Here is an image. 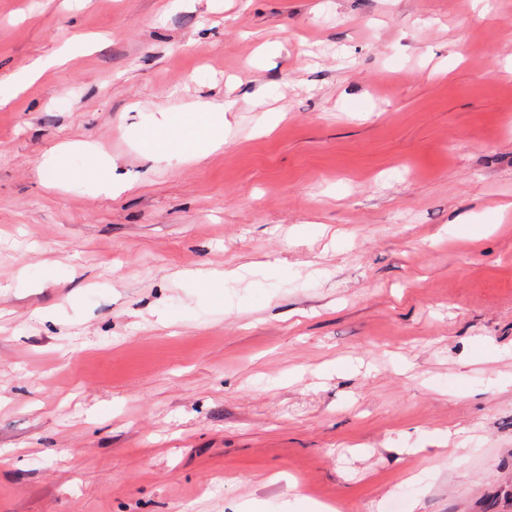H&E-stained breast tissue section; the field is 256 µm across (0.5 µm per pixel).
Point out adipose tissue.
<instances>
[{
    "instance_id": "obj_1",
    "label": "adipose tissue",
    "mask_w": 512,
    "mask_h": 512,
    "mask_svg": "<svg viewBox=\"0 0 512 512\" xmlns=\"http://www.w3.org/2000/svg\"><path fill=\"white\" fill-rule=\"evenodd\" d=\"M218 104H200L187 115H176L150 130L144 137L146 146L163 141L169 152L201 160L220 149L224 143L223 125Z\"/></svg>"
}]
</instances>
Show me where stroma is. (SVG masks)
Listing matches in <instances>:
<instances>
[{
  "mask_svg": "<svg viewBox=\"0 0 512 512\" xmlns=\"http://www.w3.org/2000/svg\"><path fill=\"white\" fill-rule=\"evenodd\" d=\"M287 502L512 512V0H0V512ZM187 115L172 116L157 129L150 130L144 137L150 152L154 144L162 140L169 152L202 160L209 153L220 149L224 144L218 112H224L219 104H199Z\"/></svg>",
  "mask_w": 512,
  "mask_h": 512,
  "instance_id": "obj_1",
  "label": "stroma"
}]
</instances>
